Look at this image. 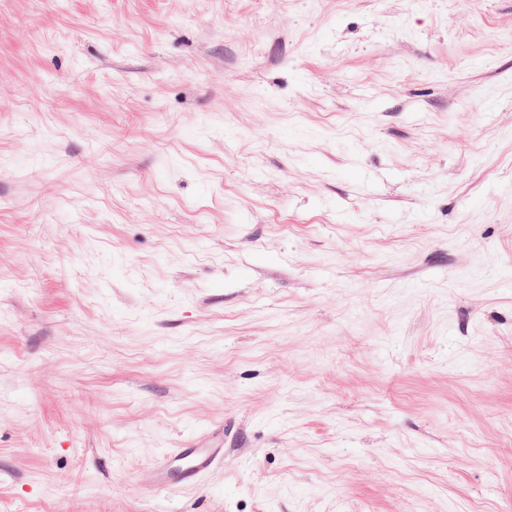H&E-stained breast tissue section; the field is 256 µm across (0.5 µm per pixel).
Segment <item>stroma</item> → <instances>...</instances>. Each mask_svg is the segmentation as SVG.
I'll use <instances>...</instances> for the list:
<instances>
[{
    "label": "stroma",
    "instance_id": "35a3bbf8",
    "mask_svg": "<svg viewBox=\"0 0 512 512\" xmlns=\"http://www.w3.org/2000/svg\"><path fill=\"white\" fill-rule=\"evenodd\" d=\"M0 512H512V0H0ZM209 436L196 437L183 448H172L150 470L147 489L167 493L195 485L200 478L224 464V448Z\"/></svg>",
    "mask_w": 512,
    "mask_h": 512
}]
</instances>
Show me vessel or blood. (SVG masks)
<instances>
[{"instance_id": "1", "label": "vessel or blood", "mask_w": 512, "mask_h": 512, "mask_svg": "<svg viewBox=\"0 0 512 512\" xmlns=\"http://www.w3.org/2000/svg\"><path fill=\"white\" fill-rule=\"evenodd\" d=\"M224 462V450L211 437H197L184 447L171 449L151 469L147 488L167 493L197 484L200 478Z\"/></svg>"}]
</instances>
